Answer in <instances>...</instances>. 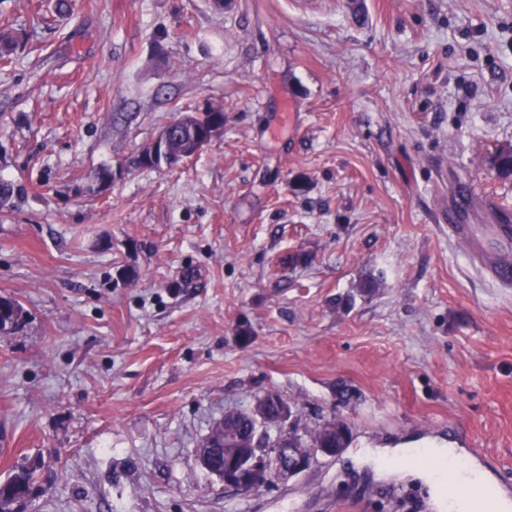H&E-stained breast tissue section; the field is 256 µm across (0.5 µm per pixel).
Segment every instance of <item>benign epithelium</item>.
Masks as SVG:
<instances>
[{
    "label": "benign epithelium",
    "mask_w": 512,
    "mask_h": 512,
    "mask_svg": "<svg viewBox=\"0 0 512 512\" xmlns=\"http://www.w3.org/2000/svg\"><path fill=\"white\" fill-rule=\"evenodd\" d=\"M196 117L198 113L185 114L163 128L147 147V152L157 167L169 166V144L172 129ZM224 128V123L215 122L193 142L192 154H197ZM255 424L251 438L242 440L219 421L220 432L211 433L196 448L200 465L218 477L224 487L243 493L257 491L270 484L300 475L310 468L317 457L333 458L341 449L327 443L310 448L299 443L293 436L295 414L285 400L280 401L274 393L260 398L250 411ZM274 427L280 431L278 437L268 444L258 442L265 429Z\"/></svg>",
    "instance_id": "benign-epithelium-1"
}]
</instances>
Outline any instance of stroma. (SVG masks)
Listing matches in <instances>:
<instances>
[{"label":"stroma","mask_w":512,"mask_h":512,"mask_svg":"<svg viewBox=\"0 0 512 512\" xmlns=\"http://www.w3.org/2000/svg\"><path fill=\"white\" fill-rule=\"evenodd\" d=\"M0 480L27 512H436L457 449L512 490V0H0ZM298 122L281 114L288 102ZM224 130L131 156L181 113ZM109 170L113 179L102 183ZM268 393L349 444L241 493L195 450ZM36 468L20 466L13 470L5 481L0 482V512H14L13 503L16 500V509L21 512L29 497L16 499L19 492L33 487L35 483Z\"/></svg>","instance_id":"stroma-1"}]
</instances>
